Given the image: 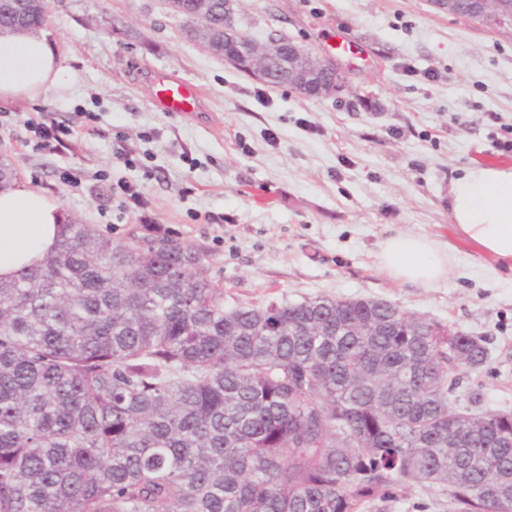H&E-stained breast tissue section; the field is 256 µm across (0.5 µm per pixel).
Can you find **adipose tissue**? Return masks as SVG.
<instances>
[{"instance_id": "adipose-tissue-1", "label": "adipose tissue", "mask_w": 512, "mask_h": 512, "mask_svg": "<svg viewBox=\"0 0 512 512\" xmlns=\"http://www.w3.org/2000/svg\"><path fill=\"white\" fill-rule=\"evenodd\" d=\"M70 74L42 37L0 38V103L33 101L66 88ZM457 232L512 273V167L476 163L453 180L448 194ZM65 214L57 200L24 183L0 191V278H14L53 250ZM379 267L392 280L432 287L450 276L455 249L437 239L400 233L379 244Z\"/></svg>"}]
</instances>
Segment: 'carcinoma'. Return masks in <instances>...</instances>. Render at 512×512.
Returning a JSON list of instances; mask_svg holds the SVG:
<instances>
[{
    "label": "carcinoma",
    "instance_id": "cac0c4a2",
    "mask_svg": "<svg viewBox=\"0 0 512 512\" xmlns=\"http://www.w3.org/2000/svg\"><path fill=\"white\" fill-rule=\"evenodd\" d=\"M189 31L222 57L233 8ZM43 0L0 3L34 32ZM67 220L0 279V512H365L416 481L512 512V412L449 398L480 336L382 300L224 306L205 254Z\"/></svg>",
    "mask_w": 512,
    "mask_h": 512
}]
</instances>
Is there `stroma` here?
I'll list each match as a JSON object with an SVG mask.
<instances>
[{
	"mask_svg": "<svg viewBox=\"0 0 512 512\" xmlns=\"http://www.w3.org/2000/svg\"><path fill=\"white\" fill-rule=\"evenodd\" d=\"M47 7L41 34L73 84L0 104V157L17 181L113 242L148 220L200 249L225 306L386 300L484 337L490 361L465 377L452 405L463 409L477 389L481 410L512 411V275L463 240L454 274L431 288L391 280L376 259L379 241L396 233L453 238L452 179L476 161L512 166L488 137L489 113L512 123V26L449 14L436 0H238L258 42L288 37L345 73L343 90L311 97L210 53L169 0ZM339 30L357 60L328 53ZM156 71L198 85L204 111L160 112ZM45 111L71 130L53 152L24 142L26 122ZM123 147L133 164L116 159ZM125 182L143 194L144 211L121 209ZM367 512H448V498L412 482Z\"/></svg>",
	"mask_w": 512,
	"mask_h": 512,
	"instance_id": "1",
	"label": "stroma"
}]
</instances>
